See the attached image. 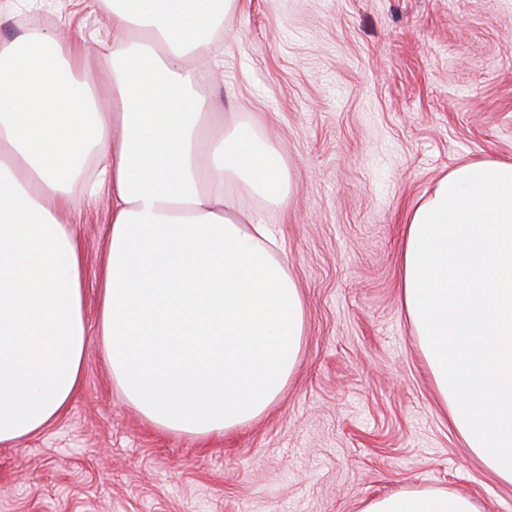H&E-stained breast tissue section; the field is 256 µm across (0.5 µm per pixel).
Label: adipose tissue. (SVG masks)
Masks as SVG:
<instances>
[{
    "mask_svg": "<svg viewBox=\"0 0 512 512\" xmlns=\"http://www.w3.org/2000/svg\"><path fill=\"white\" fill-rule=\"evenodd\" d=\"M111 42H0V443L55 421L88 343L73 188L112 204L99 300L112 376L158 428L200 438L262 415L292 375L303 298L240 190L275 205L282 154L198 88L237 0H89ZM194 68H186L188 57ZM103 86L76 81L91 68ZM400 307L467 448L512 484V160L441 176L407 216ZM361 512H478L437 488Z\"/></svg>",
    "mask_w": 512,
    "mask_h": 512,
    "instance_id": "1",
    "label": "adipose tissue"
}]
</instances>
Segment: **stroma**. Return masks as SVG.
<instances>
[{"label": "stroma", "instance_id": "1", "mask_svg": "<svg viewBox=\"0 0 512 512\" xmlns=\"http://www.w3.org/2000/svg\"><path fill=\"white\" fill-rule=\"evenodd\" d=\"M0 11V37L36 23L69 40L103 11ZM204 94L281 152L275 225L306 316L280 397L232 434L158 429L112 378L98 334L108 201L82 207L88 344L82 386L38 434L0 443V512H360L401 489H450L512 512L451 427L399 303L406 215L457 165L512 159V0H239Z\"/></svg>", "mask_w": 512, "mask_h": 512}]
</instances>
